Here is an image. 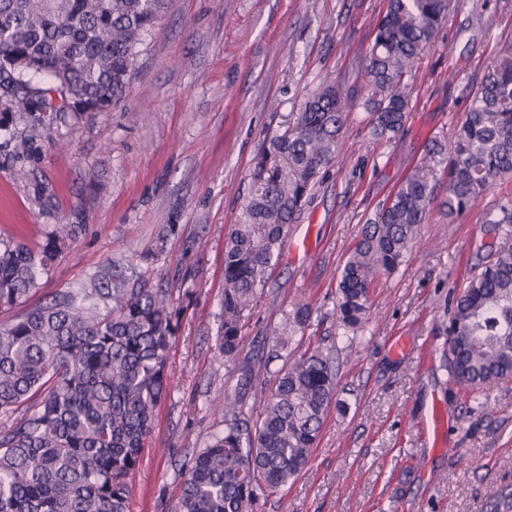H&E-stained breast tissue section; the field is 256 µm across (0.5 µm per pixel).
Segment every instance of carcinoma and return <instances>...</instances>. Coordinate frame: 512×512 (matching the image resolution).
I'll return each instance as SVG.
<instances>
[{
    "label": "carcinoma",
    "mask_w": 512,
    "mask_h": 512,
    "mask_svg": "<svg viewBox=\"0 0 512 512\" xmlns=\"http://www.w3.org/2000/svg\"><path fill=\"white\" fill-rule=\"evenodd\" d=\"M167 0H0V87L13 111L0 131L50 106L23 80L48 77L59 118L117 105L134 75L144 33ZM450 0H386L373 43L352 87L326 84L305 102L296 125L270 140L251 174L250 199L224 236L222 353L235 364L224 393V435L193 455L175 512H248L257 492H275L308 464L336 393L333 358L317 349L288 352L312 308L294 303L288 326L273 328L271 350L241 357L244 314L278 259L291 224L322 170L337 161L351 108L371 115L374 135L390 139L406 121L418 56L448 16ZM445 165L438 195L429 168ZM512 179V45L503 47L473 93L453 142L434 140L426 161L362 225L338 282L336 323L355 329L371 289L394 272L433 205L448 222L488 188ZM79 224H56L44 243L0 242V308L22 306L49 273ZM175 285L151 286L132 268L109 263L83 288L28 307L0 323V512H127L154 410L167 392L174 337ZM449 383L474 395L512 378V246L501 249L456 299L442 323ZM275 388L247 405L253 380L270 363Z\"/></svg>",
    "instance_id": "obj_1"
}]
</instances>
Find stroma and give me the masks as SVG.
Returning a JSON list of instances; mask_svg holds the SVG:
<instances>
[{
    "label": "stroma",
    "instance_id": "1",
    "mask_svg": "<svg viewBox=\"0 0 512 512\" xmlns=\"http://www.w3.org/2000/svg\"><path fill=\"white\" fill-rule=\"evenodd\" d=\"M385 0H169L145 36L124 98L0 131V240L31 245L57 224L84 230L38 280L33 303L79 292L116 261L152 285L176 282L178 330L168 394L132 477L129 512H174L185 466L223 434L220 355L224 235L238 223L269 140L294 126L323 82L353 81ZM512 42V0H454L414 64L408 120L392 140L353 108L343 150L311 190L245 317L243 352L261 349L293 304L311 303L292 348L320 342L336 359V395L307 466L252 512H492L512 493V380L483 403L446 390L437 331L462 291L507 245L512 180L455 222L431 208L402 265L380 277L359 328L336 325V287L366 218L451 140L487 64Z\"/></svg>",
    "mask_w": 512,
    "mask_h": 512
}]
</instances>
